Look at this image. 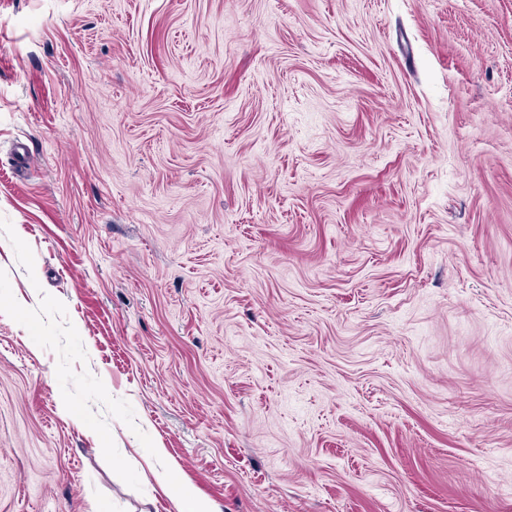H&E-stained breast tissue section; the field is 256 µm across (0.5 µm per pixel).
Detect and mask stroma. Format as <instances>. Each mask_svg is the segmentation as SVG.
<instances>
[{"mask_svg":"<svg viewBox=\"0 0 512 512\" xmlns=\"http://www.w3.org/2000/svg\"><path fill=\"white\" fill-rule=\"evenodd\" d=\"M512 512V0H0V512Z\"/></svg>","mask_w":512,"mask_h":512,"instance_id":"stroma-1","label":"stroma"}]
</instances>
